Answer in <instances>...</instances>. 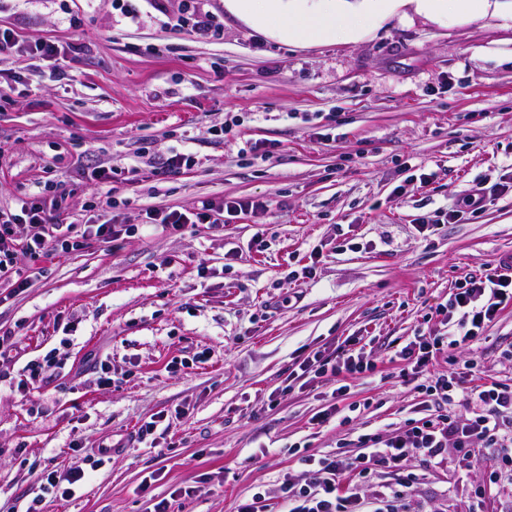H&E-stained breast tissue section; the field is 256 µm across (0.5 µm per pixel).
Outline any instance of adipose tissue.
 Listing matches in <instances>:
<instances>
[{
  "mask_svg": "<svg viewBox=\"0 0 512 512\" xmlns=\"http://www.w3.org/2000/svg\"><path fill=\"white\" fill-rule=\"evenodd\" d=\"M409 5L432 17L512 15V0H224L227 11L288 44L353 40Z\"/></svg>",
  "mask_w": 512,
  "mask_h": 512,
  "instance_id": "ef3b65f1",
  "label": "adipose tissue"
}]
</instances>
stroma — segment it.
Here are the masks:
<instances>
[{
	"label": "stroma",
	"instance_id": "35a3bbf8",
	"mask_svg": "<svg viewBox=\"0 0 512 512\" xmlns=\"http://www.w3.org/2000/svg\"><path fill=\"white\" fill-rule=\"evenodd\" d=\"M159 2L131 19L117 0H0V27L61 49L0 63V207L51 192L65 199L64 223L95 224L108 197L129 227L116 241L17 259L32 284L0 299V327L18 340L0 385V512H26L43 472L104 442L119 452L43 512H153L163 498L169 512H237L256 494L276 512L282 480L302 479L296 446L353 458L363 435L419 418L424 396L402 381L396 351L437 328L431 307L512 250V18L408 8L357 40L295 46L222 0L200 4L220 38L173 31L178 0ZM246 140L274 150L240 154ZM184 145L197 165L159 170ZM104 162L108 194L85 178ZM485 178L498 191L479 210L463 206ZM201 198L264 207L173 235L151 226L152 210ZM446 212L453 222L418 233L421 217ZM306 266L308 277L290 278ZM511 346L512 302L470 351L430 371L464 372L474 355L472 385L508 383ZM355 349L373 371L299 369L315 352ZM47 356L51 377L31 382L26 364ZM332 404L338 417L317 423ZM157 416L167 434L139 440ZM409 473L407 512L512 505L507 448L376 469L366 498ZM185 486L194 496H177Z\"/></svg>",
	"mask_w": 512,
	"mask_h": 512
}]
</instances>
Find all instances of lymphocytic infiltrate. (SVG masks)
Listing matches in <instances>:
<instances>
[{"label":"lymphocytic infiltrate","instance_id":"f902f5d3","mask_svg":"<svg viewBox=\"0 0 512 512\" xmlns=\"http://www.w3.org/2000/svg\"><path fill=\"white\" fill-rule=\"evenodd\" d=\"M219 206L213 201L197 202L192 210H158L154 223L163 231L175 234L188 224H208ZM61 206L39 199L22 203L17 210L0 209V288L10 293L26 291L29 280L14 268L16 255H46L59 249L74 250L83 236L118 239L125 228L112 222L86 225L75 233L72 225L56 218ZM512 301V262L499 259L486 272L465 280L453 298L438 304L435 315L441 316L445 331H431L414 337L399 351L401 360L410 365L406 381L415 383L420 393L437 404L448 406L465 401L471 404L469 418L457 420L451 413L406 420L404 426L387 433L364 435V451L355 458L343 452L323 456L306 455L302 485L282 483L284 512H399L400 490L382 492L373 501L359 493L358 480L375 467L400 469L416 456L428 460L442 458L448 448H466L475 444L493 447L500 442L512 443V383L494 382L477 388L461 387L454 374L429 375L425 369L441 353H449L479 340L485 327L497 316L502 304ZM305 373L334 376L369 371L370 364L362 353H346L335 358L320 352L304 359Z\"/></svg>","mask_w":512,"mask_h":512}]
</instances>
